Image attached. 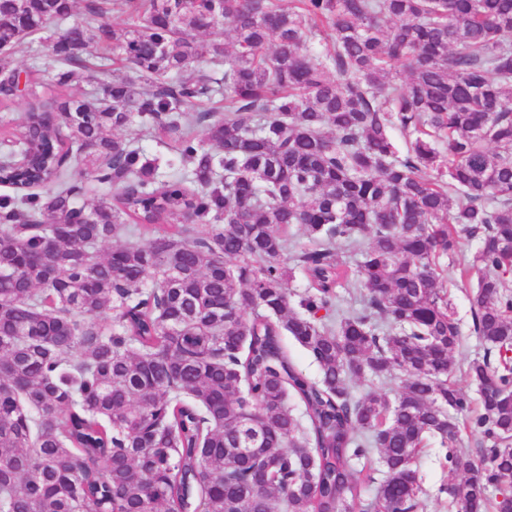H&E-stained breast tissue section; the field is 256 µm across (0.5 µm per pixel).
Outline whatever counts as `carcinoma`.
<instances>
[{
	"label": "carcinoma",
	"instance_id": "obj_1",
	"mask_svg": "<svg viewBox=\"0 0 512 512\" xmlns=\"http://www.w3.org/2000/svg\"><path fill=\"white\" fill-rule=\"evenodd\" d=\"M107 3L73 22V0H0L1 98L11 50L52 26L57 87L135 71L52 117L31 82L0 168V512H416L429 440L457 512H509L512 0H124L120 31ZM226 25L234 50L211 41L190 76L195 33ZM136 121L187 174L111 135ZM463 239L477 414L438 265ZM285 345L288 349V355L298 369L309 379L318 380L320 370L314 358L290 336H285Z\"/></svg>",
	"mask_w": 512,
	"mask_h": 512
}]
</instances>
